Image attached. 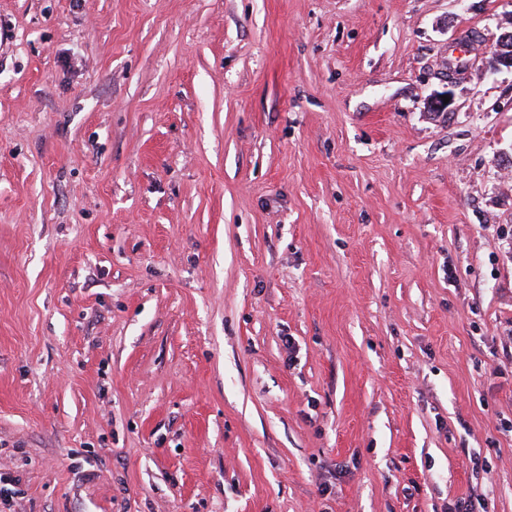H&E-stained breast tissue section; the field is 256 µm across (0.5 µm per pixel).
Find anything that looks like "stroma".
<instances>
[{
	"label": "stroma",
	"mask_w": 512,
	"mask_h": 512,
	"mask_svg": "<svg viewBox=\"0 0 512 512\" xmlns=\"http://www.w3.org/2000/svg\"><path fill=\"white\" fill-rule=\"evenodd\" d=\"M504 27L0 0L11 512H512V70L442 67Z\"/></svg>",
	"instance_id": "stroma-1"
}]
</instances>
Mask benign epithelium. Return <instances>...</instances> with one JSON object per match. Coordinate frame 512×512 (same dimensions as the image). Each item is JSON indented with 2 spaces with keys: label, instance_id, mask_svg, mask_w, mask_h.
Masks as SVG:
<instances>
[{
  "label": "benign epithelium",
  "instance_id": "1",
  "mask_svg": "<svg viewBox=\"0 0 512 512\" xmlns=\"http://www.w3.org/2000/svg\"><path fill=\"white\" fill-rule=\"evenodd\" d=\"M480 35L469 31L458 34L448 43L445 75L448 85L458 83L474 66L496 71L502 67L512 69V29L504 30L489 47L476 57H471Z\"/></svg>",
  "mask_w": 512,
  "mask_h": 512
}]
</instances>
